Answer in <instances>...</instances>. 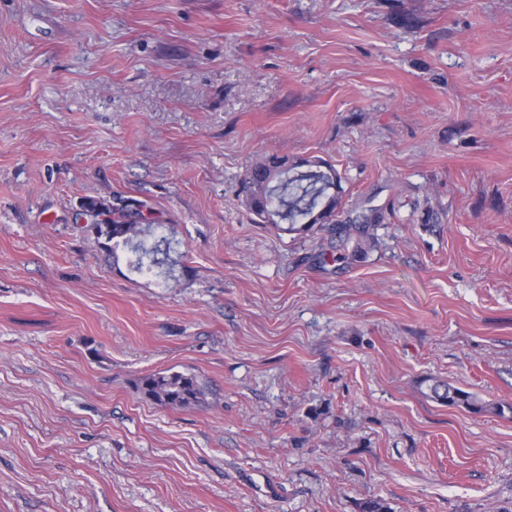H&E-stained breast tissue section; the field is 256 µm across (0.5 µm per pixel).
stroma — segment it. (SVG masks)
Wrapping results in <instances>:
<instances>
[{
  "instance_id": "1",
  "label": "stroma",
  "mask_w": 512,
  "mask_h": 512,
  "mask_svg": "<svg viewBox=\"0 0 512 512\" xmlns=\"http://www.w3.org/2000/svg\"><path fill=\"white\" fill-rule=\"evenodd\" d=\"M269 154L377 211L364 255L258 222ZM131 199L170 275L90 231ZM371 498L512 512V0H0V512ZM137 390L156 404L178 407L201 405L207 394L206 384L196 374L171 370L143 376ZM423 384H426L429 393L425 394L429 398L448 404V406L462 407L475 413H502L504 411L503 405L486 404L479 400L474 394L449 383L434 380L433 378H425L421 381V385Z\"/></svg>"
}]
</instances>
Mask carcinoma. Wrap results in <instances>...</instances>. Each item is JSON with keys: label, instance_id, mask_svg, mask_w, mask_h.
<instances>
[{"label": "carcinoma", "instance_id": "carcinoma-1", "mask_svg": "<svg viewBox=\"0 0 512 512\" xmlns=\"http://www.w3.org/2000/svg\"><path fill=\"white\" fill-rule=\"evenodd\" d=\"M280 157L269 155L251 165L246 179V202L249 210L258 218L268 211L279 217L273 227L288 232L297 231V224L310 228L316 224L335 220L341 204V179L336 170L324 161H305L306 171L280 172ZM288 222L283 227L282 222ZM160 224L156 221L139 222L132 219L130 206L118 205L110 210L105 224L90 225L96 235L112 243V250L127 247L135 255L133 267L138 271L156 267H172L170 252L176 244L154 232ZM352 225H336L340 248L357 256L365 252L368 235L351 234ZM427 396L452 407H462L472 412L501 413L503 406L486 404L474 394L449 383L426 378L422 380ZM138 392L146 399L164 406H198L206 399V384L193 373L165 371L146 375L137 384Z\"/></svg>", "mask_w": 512, "mask_h": 512}]
</instances>
